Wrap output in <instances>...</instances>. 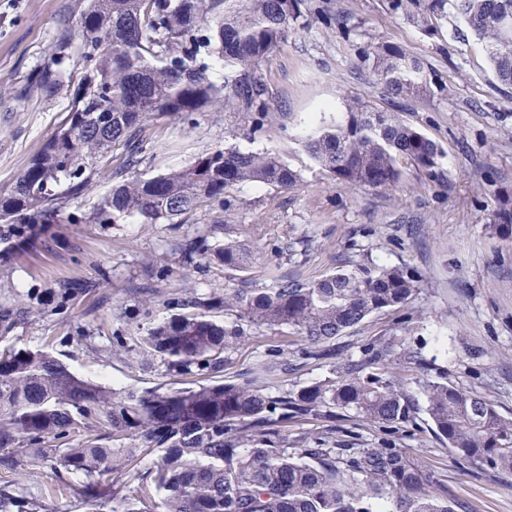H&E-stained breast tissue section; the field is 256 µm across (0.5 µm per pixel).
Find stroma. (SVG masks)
Returning a JSON list of instances; mask_svg holds the SVG:
<instances>
[{
    "label": "stroma",
    "mask_w": 512,
    "mask_h": 512,
    "mask_svg": "<svg viewBox=\"0 0 512 512\" xmlns=\"http://www.w3.org/2000/svg\"><path fill=\"white\" fill-rule=\"evenodd\" d=\"M311 2L320 18L293 30L261 66L272 91L263 130L251 132L220 105L190 123L160 117L146 128L149 145L138 166L152 176L234 146L279 157L300 173V185L243 184L229 203L202 206L177 224H38L23 244L0 241V314L13 322L0 330V349L51 352L93 383L184 387L185 377L138 363L132 347L141 330L169 317L165 300L236 287L237 276L218 266L179 275L178 243L206 231L246 243L257 282L291 271L315 279L369 260L408 267L420 280L409 303L338 336L335 359H357L371 343L403 339L420 349L425 366L396 368L398 379L444 381L512 414V238L500 237L493 220L500 192L512 191V89L498 83L482 42L449 2L424 24L393 15L387 0ZM86 7L87 0H0V194L67 114V95L47 99L29 84ZM326 14L347 18L350 35L326 25ZM378 42L425 64L427 88L399 116L441 147L439 181L409 167L396 188H347L303 147L305 118H336L357 100L391 111L365 57ZM261 362L271 368L261 381L271 394L333 376L332 361L309 357L301 336L284 327L238 345L220 378L245 380ZM324 432L362 448L387 437L378 425L352 418L331 429L315 419L288 425L292 440ZM397 439L435 472L462 512H512V473L460 463L423 421ZM13 480L38 512H112L111 497L84 501L79 476L61 469L36 473L21 465Z\"/></svg>",
    "instance_id": "obj_1"
}]
</instances>
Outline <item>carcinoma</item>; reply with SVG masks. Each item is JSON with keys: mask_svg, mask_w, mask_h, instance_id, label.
<instances>
[{"mask_svg": "<svg viewBox=\"0 0 512 512\" xmlns=\"http://www.w3.org/2000/svg\"><path fill=\"white\" fill-rule=\"evenodd\" d=\"M468 28L484 43L497 81L512 88V0H455ZM308 0H89L74 33L81 75L72 80L58 53L38 68L31 88L45 98L68 93L62 124L43 150L0 194V238L26 241L34 224H177L204 203L245 183L280 189L300 174L270 154L224 147L190 164L145 177L136 166L146 152L147 121L176 115L189 120L222 104L264 126L271 96L258 73L291 30L307 25ZM224 65V83L212 80L211 60ZM378 84L396 98L427 87L423 64L397 46L367 53ZM304 147L336 182L347 187H396L407 163L437 179L441 148L396 112L356 102L333 123L308 131ZM121 149L117 181L89 209L70 208ZM496 232L512 236V199L499 200ZM183 268L217 264L246 274L251 252L235 239L206 232L180 245ZM419 280L403 266L358 264L320 279L277 275L258 285L248 278L224 296L196 294L181 312L135 338V355L159 360L169 374L224 370V355L253 329L291 327L309 345L308 356H331L330 342L367 316L408 303ZM224 312V320L213 312ZM420 364L410 345L370 346L357 361H342L336 377L272 396L247 379L178 389L103 386L83 380L42 350L0 353V472L24 461L31 470L63 469L83 478L80 495H112L113 512H461L436 495L434 473L387 440L376 448H342L325 436L288 440V421H336L343 413L393 433L427 416L434 432L461 462L512 472V417L485 397L446 382L425 381L413 391L387 365ZM167 405L165 417L154 414ZM99 430L112 441L75 447L45 444L75 430ZM135 444H130V441ZM159 453L142 474L135 462ZM137 482L131 497L112 476ZM0 485V512L25 507Z\"/></svg>", "mask_w": 512, "mask_h": 512, "instance_id": "obj_1", "label": "carcinoma"}]
</instances>
